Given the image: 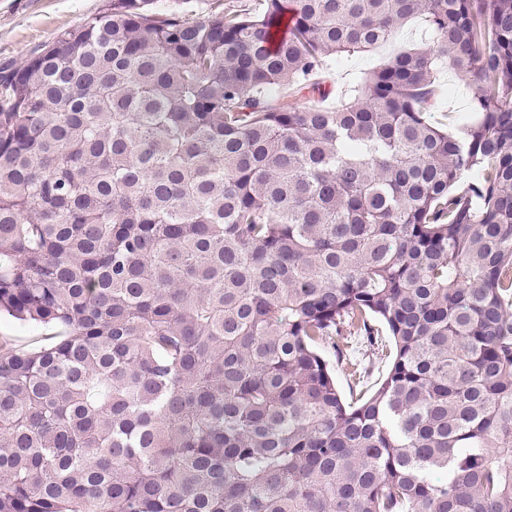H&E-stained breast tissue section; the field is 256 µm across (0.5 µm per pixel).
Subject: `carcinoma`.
Here are the masks:
<instances>
[{
  "label": "carcinoma",
  "instance_id": "1",
  "mask_svg": "<svg viewBox=\"0 0 512 512\" xmlns=\"http://www.w3.org/2000/svg\"><path fill=\"white\" fill-rule=\"evenodd\" d=\"M154 2L0 65V512H512V0ZM425 31L422 20H417L400 29L390 43L373 52L329 60L321 75L331 92L327 104L336 105L351 87L360 84L369 72L380 67L396 51L420 44L424 41ZM438 93L432 112L427 113L429 120L456 132L457 126L474 121L478 114L472 112V100L476 85L461 81L456 74L444 68L437 75ZM52 328L44 325H23L13 319L0 318V337L11 339L18 346L40 345L46 336H51ZM383 351L375 352L370 351L364 346L353 345V351L355 356L359 357L365 362L368 367V373L364 377L361 386L364 390H373L378 380L386 373L389 369L391 357L389 356L390 351H394V343L391 336H388V332L383 331ZM378 352V353H377ZM318 348L321 351L325 360L328 362L330 368L332 369L335 375L336 385L339 392L346 400H349L350 392L352 391V388H354L356 384L354 383L353 379L349 376L345 368L342 365H340V363L338 364L336 362V356L333 353V348L330 343L320 344Z\"/></svg>",
  "mask_w": 512,
  "mask_h": 512
}]
</instances>
